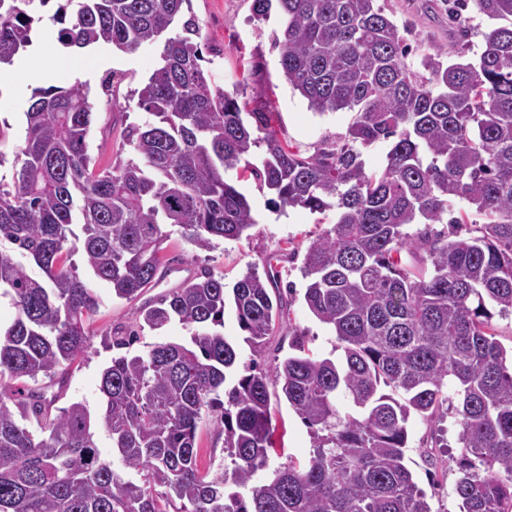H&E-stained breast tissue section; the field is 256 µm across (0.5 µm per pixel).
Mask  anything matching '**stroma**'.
Listing matches in <instances>:
<instances>
[{
  "instance_id": "stroma-1",
  "label": "stroma",
  "mask_w": 512,
  "mask_h": 512,
  "mask_svg": "<svg viewBox=\"0 0 512 512\" xmlns=\"http://www.w3.org/2000/svg\"><path fill=\"white\" fill-rule=\"evenodd\" d=\"M398 26L407 27L406 38L419 48L409 56L412 66H419L420 51L428 45L448 44V17L444 0H377ZM253 0H192V9L201 26V48L213 81L226 91L248 82L239 104L254 107L255 97L268 101L273 113L272 125L281 144L288 150L305 155L314 153L324 140L345 133L352 118L348 112L320 114L309 109L305 99L294 92L282 76L278 54L271 49V37L278 27L276 18H254ZM51 21L38 24L33 44L19 53L5 73L0 74V126L7 127L9 143L1 175H11L14 147L22 143L26 126L25 112L34 88L51 86L69 88L70 51L53 37ZM160 49L150 45L126 54L100 47L83 54L84 81L90 87L93 115L88 135L89 152L98 165L118 159L133 158L131 147L122 143L125 129L144 122L145 112L138 107L134 89L139 88L155 68ZM111 78V91L101 87L103 78ZM247 196L256 225L250 237L234 241H216L212 250L201 251L172 232L166 243L171 264L165 276L139 299L127 301L113 297L110 288L98 281L90 283L99 297V309L90 329L92 336L85 352L68 367L63 383H48V391L58 393L59 406L74 402L98 413L103 369L115 356V349L105 347L104 336L118 326L138 328L142 303L178 287L184 280L208 271L233 284L248 268L272 265L278 271L285 290L281 297L284 321L280 329L266 338L265 359L284 356L293 339H300L315 356L338 358L336 336L331 328L318 321L304 299L307 284L300 268L302 254L309 241L335 221L332 211L312 212L300 207L275 209L269 191L259 189L257 181L241 170L227 173ZM271 412L277 425L275 448L270 452L271 466L288 459L306 460L313 452V436L286 400L272 399ZM405 462L418 486L422 488L432 512H460L455 494L459 477L457 446L459 425L455 415L443 421L427 422L411 418L408 426ZM198 456L202 464L219 466L224 461V433L219 413L204 414L197 429Z\"/></svg>"
}]
</instances>
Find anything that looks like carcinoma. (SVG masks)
<instances>
[{
    "label": "carcinoma",
    "mask_w": 512,
    "mask_h": 512,
    "mask_svg": "<svg viewBox=\"0 0 512 512\" xmlns=\"http://www.w3.org/2000/svg\"><path fill=\"white\" fill-rule=\"evenodd\" d=\"M274 1L288 85L315 112L354 113L344 136L307 156L281 145L266 108L242 111L240 89L202 68L192 0H0V66L32 45L52 5L64 48L162 45L135 90L152 120L125 134L137 159L95 167L88 85L51 86L25 112L13 189L0 177V297L16 308L0 329V512H431L404 461L407 423L449 410L461 426L460 512H512V371L491 311L512 314V0H473L493 22L474 60L467 0H446L450 49L422 56L428 78L376 0H253L256 17ZM375 143L387 145L379 172L362 159ZM238 167L278 208L336 211L301 270L304 301L342 357L295 341L261 367L283 321L269 293L277 272L250 268L228 288L205 271L139 311V330L193 327L189 344L112 358L98 415L56 407L39 380L85 351L99 306L72 255L115 297L138 298L169 264L166 227L205 251L248 236L251 204L225 178ZM457 200L484 218L466 237L467 212L445 220ZM444 222L451 231L433 228ZM227 308L254 365L238 378L240 352L219 331ZM136 335L118 327L108 345ZM271 385L311 430L303 464L268 466ZM216 410L229 463L215 473L200 467L196 437ZM99 427L124 471L98 453Z\"/></svg>",
    "instance_id": "cac0c4a2"
}]
</instances>
